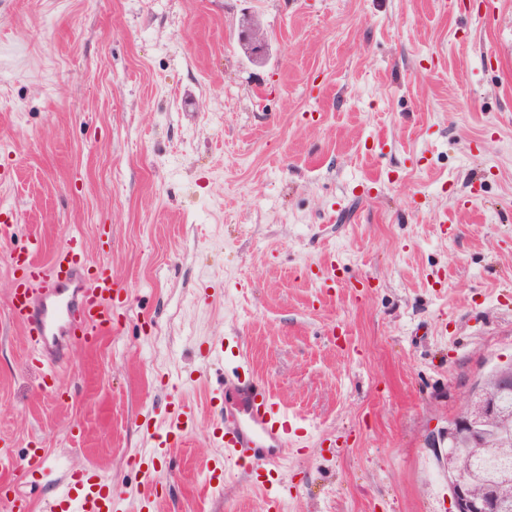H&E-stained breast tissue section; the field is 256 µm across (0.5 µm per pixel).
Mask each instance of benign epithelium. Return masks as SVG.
I'll return each mask as SVG.
<instances>
[{
  "instance_id": "obj_1",
  "label": "benign epithelium",
  "mask_w": 512,
  "mask_h": 512,
  "mask_svg": "<svg viewBox=\"0 0 512 512\" xmlns=\"http://www.w3.org/2000/svg\"><path fill=\"white\" fill-rule=\"evenodd\" d=\"M239 43L243 52L260 63L268 50V39L258 20L246 16L242 20ZM512 392V363L499 365L495 389H475L464 401L463 409L450 421L448 428L436 436L439 443H448L445 470L453 483L454 512H499L502 508L499 490L512 485V475L501 473L479 477L483 491L476 493L465 477L462 465L467 455L476 454L489 438L502 443L512 441V414L501 405L503 395Z\"/></svg>"
}]
</instances>
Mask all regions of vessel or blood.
<instances>
[{
  "label": "vessel or blood",
  "instance_id": "b4317fda",
  "mask_svg": "<svg viewBox=\"0 0 512 512\" xmlns=\"http://www.w3.org/2000/svg\"><path fill=\"white\" fill-rule=\"evenodd\" d=\"M11 260L19 271L9 300L11 316L34 344L30 362L40 372L41 389L63 397L55 366L65 360L71 345L91 346L111 332L112 309L122 290L109 265L86 259L75 235L50 260L39 259L30 249L12 253ZM214 414L213 436L224 449L225 463L211 470L212 487L223 488L229 462L246 467L253 483L265 486L293 444L297 417L273 399L263 380L249 373L225 378ZM192 417L190 406L175 405L169 414L168 433L181 437ZM43 458L42 447L30 448L14 480L0 484V503L8 512H31L22 487ZM53 488L47 512H112V496L95 472L62 470Z\"/></svg>",
  "mask_w": 512,
  "mask_h": 512
}]
</instances>
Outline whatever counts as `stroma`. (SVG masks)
Listing matches in <instances>:
<instances>
[{"mask_svg":"<svg viewBox=\"0 0 512 512\" xmlns=\"http://www.w3.org/2000/svg\"><path fill=\"white\" fill-rule=\"evenodd\" d=\"M1 208L0 481L39 443L112 512L151 484L154 512H451L430 435L512 358V0H0ZM72 233L129 302L71 347L60 403L10 254ZM240 351L306 426L274 496L205 486ZM179 401L194 421L144 470ZM239 43L251 60L257 63L264 60L268 50V39L255 17L245 16L242 20Z\"/></svg>","mask_w":512,"mask_h":512,"instance_id":"stroma-1","label":"stroma"}]
</instances>
